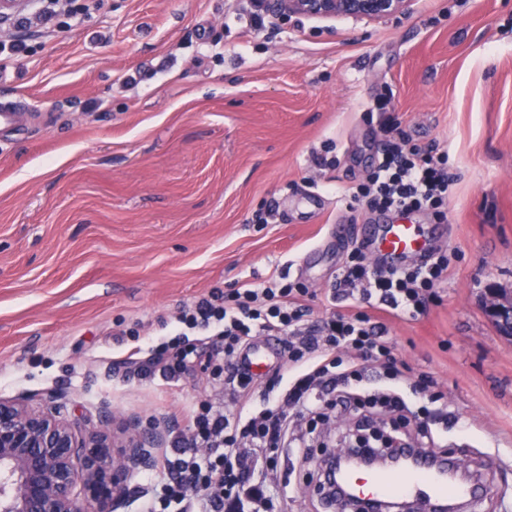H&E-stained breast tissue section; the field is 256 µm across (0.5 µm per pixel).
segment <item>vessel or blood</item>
I'll list each match as a JSON object with an SVG mask.
<instances>
[{"label":"vessel or blood","mask_w":512,"mask_h":512,"mask_svg":"<svg viewBox=\"0 0 512 512\" xmlns=\"http://www.w3.org/2000/svg\"><path fill=\"white\" fill-rule=\"evenodd\" d=\"M31 113L13 104H0V129H16L27 125ZM356 240L367 242L373 255L388 265H403L423 259L434 246L433 238L421 225L409 218L395 224H365L354 234ZM241 359L252 373L278 366L279 353L274 339L267 338L250 344ZM355 484L365 495L381 499H403L427 496L436 499H459L470 496V487L448 481L436 470L420 466L399 471H379L359 475Z\"/></svg>","instance_id":"vessel-or-blood-1"}]
</instances>
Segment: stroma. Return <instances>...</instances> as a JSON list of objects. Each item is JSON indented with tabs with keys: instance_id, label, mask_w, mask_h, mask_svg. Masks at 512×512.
<instances>
[{
	"instance_id": "stroma-1",
	"label": "stroma",
	"mask_w": 512,
	"mask_h": 512,
	"mask_svg": "<svg viewBox=\"0 0 512 512\" xmlns=\"http://www.w3.org/2000/svg\"><path fill=\"white\" fill-rule=\"evenodd\" d=\"M64 4L0 22V43H25L0 64V102L37 114L0 132V397L52 389L86 429L107 408L160 424L170 447L214 399L209 374L141 379L116 357L159 344L158 318L182 304L287 262L310 320L329 313L337 226L389 221L353 197L385 138L383 97L394 138L447 152L454 183L437 299L374 318L458 417L447 451L486 483L479 512H512V340L483 302L488 284L512 290V0L258 30L252 0H100L81 21ZM267 208L273 223H255ZM295 460L282 450L276 497L315 512Z\"/></svg>"
}]
</instances>
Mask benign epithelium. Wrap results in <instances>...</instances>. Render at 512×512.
<instances>
[{"instance_id": "benign-epithelium-1", "label": "benign epithelium", "mask_w": 512, "mask_h": 512, "mask_svg": "<svg viewBox=\"0 0 512 512\" xmlns=\"http://www.w3.org/2000/svg\"><path fill=\"white\" fill-rule=\"evenodd\" d=\"M275 19L347 17L382 21L405 14L412 0H260ZM501 334L512 339V290L491 287L484 298ZM115 417L105 411L97 430L86 433L69 415L60 396L47 390L34 396L0 398V512H122L132 477L155 466L162 441L160 424L141 430L132 421L121 442L111 431ZM374 430L331 450L334 477L378 459L419 461L414 454H392L376 447Z\"/></svg>"}]
</instances>
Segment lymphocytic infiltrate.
<instances>
[{
    "label": "lymphocytic infiltrate",
    "instance_id": "obj_1",
    "mask_svg": "<svg viewBox=\"0 0 512 512\" xmlns=\"http://www.w3.org/2000/svg\"><path fill=\"white\" fill-rule=\"evenodd\" d=\"M447 161V155L405 141L386 143L357 194L384 214L425 211L445 220L452 185ZM448 268L447 257L435 252L425 263L384 269L355 241L327 299L354 301L359 311L307 320L310 291L286 270L262 284L245 283L183 305L173 340L131 349L122 364L138 376L168 382L202 367L221 388L223 403L204 406L163 450L144 512H245L251 505L273 512L269 487L280 449L304 454L300 426L316 430L350 409H383L394 428H412L417 448L435 446L448 430V409L430 395L428 376L398 386L401 372L387 329L370 312L422 315ZM195 331L220 338L221 358L201 359L189 338ZM261 336L276 337L297 375L284 384L271 379L269 391L259 394L238 357Z\"/></svg>",
    "mask_w": 512,
    "mask_h": 512
}]
</instances>
